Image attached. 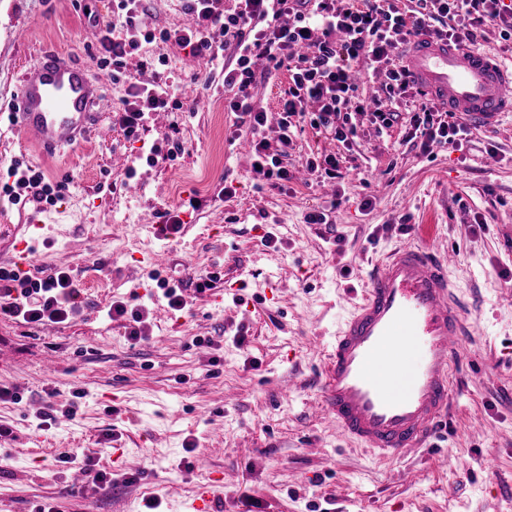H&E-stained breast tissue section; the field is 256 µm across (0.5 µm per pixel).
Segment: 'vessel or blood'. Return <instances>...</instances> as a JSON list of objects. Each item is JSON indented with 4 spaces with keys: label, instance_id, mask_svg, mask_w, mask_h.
<instances>
[{
    "label": "vessel or blood",
    "instance_id": "1",
    "mask_svg": "<svg viewBox=\"0 0 512 512\" xmlns=\"http://www.w3.org/2000/svg\"><path fill=\"white\" fill-rule=\"evenodd\" d=\"M418 88L443 109L490 120L512 112V67L489 50L419 36L406 55ZM104 96L84 70L45 50L12 104L18 128L43 152L79 143ZM452 254L407 245L376 264L341 322L323 369V404L339 432L383 459L425 445L451 399L450 367L463 323L448 269Z\"/></svg>",
    "mask_w": 512,
    "mask_h": 512
}]
</instances>
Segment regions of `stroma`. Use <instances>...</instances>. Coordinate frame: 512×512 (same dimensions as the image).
Instances as JSON below:
<instances>
[{
	"mask_svg": "<svg viewBox=\"0 0 512 512\" xmlns=\"http://www.w3.org/2000/svg\"><path fill=\"white\" fill-rule=\"evenodd\" d=\"M87 7L105 19L112 0H0V105L44 46L78 59L107 102L123 96L98 65ZM143 60L159 68L140 81L161 76L198 105L152 113L141 140H127L108 109L98 121L110 138L88 134L61 159L28 148L0 118V168L20 160L70 181L43 210L0 200V263L19 262L23 242L33 276L67 269L82 289L68 322L0 319V387L22 397L0 402L9 430L0 437V512H31L46 498L58 512H144L150 496L161 512H189L198 486L219 477L215 512H512V112L480 123L454 114L465 134L427 152L401 120L381 132L356 116V135L343 143L305 129L288 156L295 178L279 191L231 140L223 72L156 42L141 43L129 65ZM288 83L283 69L253 91L269 127ZM325 155L339 162L336 179L303 167ZM313 208L328 223H306ZM172 209L182 229L159 236ZM423 241L456 256L449 275L468 306L469 334L451 366L453 402L435 447L381 461L342 441L325 417L323 348L372 260ZM157 252L167 257L160 267ZM213 272L219 280L197 291ZM270 278L287 289V308L272 299ZM163 279L179 284L183 311L169 312ZM115 301L142 311L146 341H131L126 320L109 316ZM50 356L57 369L47 375ZM73 401L74 419L41 424ZM216 423L223 438L210 435ZM88 464L114 473L112 484L71 486L72 470Z\"/></svg>",
	"mask_w": 512,
	"mask_h": 512,
	"instance_id": "obj_1",
	"label": "stroma"
}]
</instances>
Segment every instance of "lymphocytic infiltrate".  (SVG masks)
Segmentation results:
<instances>
[{
  "label": "lymphocytic infiltrate",
  "mask_w": 512,
  "mask_h": 512,
  "mask_svg": "<svg viewBox=\"0 0 512 512\" xmlns=\"http://www.w3.org/2000/svg\"><path fill=\"white\" fill-rule=\"evenodd\" d=\"M141 0H112V18L104 22L101 68L110 70L113 84L125 93L115 110L126 138L139 139L147 114L180 110L184 102L162 82L135 83L127 74V60L140 41H158L188 51L196 59H218L211 37L219 28L225 45L234 47L235 64L224 68V108L236 116L239 133L250 135L256 159L253 170L271 187L284 188L290 178V130L302 123L347 141L355 133L353 114L370 111L379 128L393 126L401 102L413 87L404 55L412 38L426 32L465 48L483 37L487 25L497 27L503 41L512 42V0H185L188 25L147 29L140 22ZM127 31L124 39L112 36L115 25ZM363 66L382 79L384 98L366 106L353 72ZM289 72L282 117L276 135L266 133V114L253 104L251 89L257 74ZM409 124L422 148L454 143L461 131L439 106L421 99ZM9 183L0 193L17 205L23 196L37 203L56 205L66 182H50L42 172L14 161ZM81 290L70 273L57 271L32 278L14 264L0 265V317L27 324L63 323L79 309Z\"/></svg>",
  "instance_id": "f902f5d3"
}]
</instances>
